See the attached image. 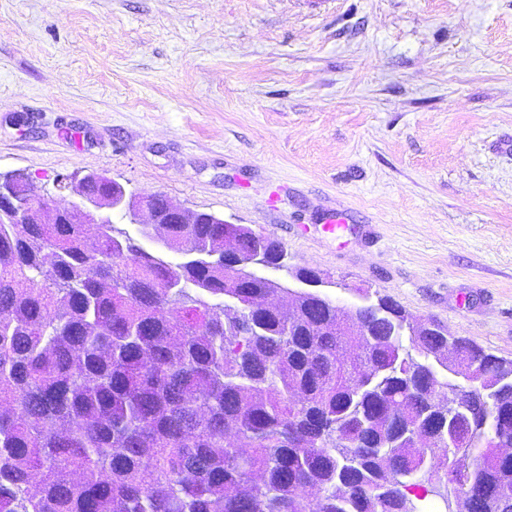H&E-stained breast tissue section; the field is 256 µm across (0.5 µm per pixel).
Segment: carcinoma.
Masks as SVG:
<instances>
[{
  "label": "carcinoma",
  "mask_w": 512,
  "mask_h": 512,
  "mask_svg": "<svg viewBox=\"0 0 512 512\" xmlns=\"http://www.w3.org/2000/svg\"><path fill=\"white\" fill-rule=\"evenodd\" d=\"M165 228L176 261L0 223V512H419L437 486L512 512V360L279 287L245 224Z\"/></svg>",
  "instance_id": "1"
}]
</instances>
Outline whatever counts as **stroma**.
Wrapping results in <instances>:
<instances>
[{
    "instance_id": "35a3bbf8",
    "label": "stroma",
    "mask_w": 512,
    "mask_h": 512,
    "mask_svg": "<svg viewBox=\"0 0 512 512\" xmlns=\"http://www.w3.org/2000/svg\"><path fill=\"white\" fill-rule=\"evenodd\" d=\"M14 171L263 229L336 303L512 359V0H0Z\"/></svg>"
}]
</instances>
